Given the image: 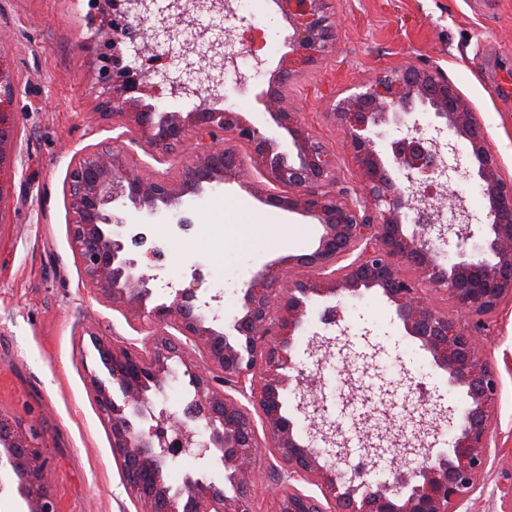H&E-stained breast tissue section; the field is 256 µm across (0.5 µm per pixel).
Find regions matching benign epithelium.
I'll return each instance as SVG.
<instances>
[{
	"label": "benign epithelium",
	"mask_w": 512,
	"mask_h": 512,
	"mask_svg": "<svg viewBox=\"0 0 512 512\" xmlns=\"http://www.w3.org/2000/svg\"><path fill=\"white\" fill-rule=\"evenodd\" d=\"M288 23L285 46L267 88L256 100L277 128L291 139L292 154L279 151L273 137L256 127L242 112L225 105L224 71L236 54L212 38V28L200 22L201 13L224 11V0H170L164 16L176 20L193 39L180 43V67L165 75L173 97H195L190 112H167L147 103L141 94L160 96L151 82L155 69L124 63L120 45L138 58L149 52L145 24L154 11L147 0H112V17L104 20V40L98 45L99 83L105 118L121 119L151 150L168 153L193 136L200 149L171 176H147L128 159L123 147L112 146L76 160L67 179L71 212L68 234L84 282L105 296L112 307L132 320L169 326L191 339L200 357L190 358L180 343L162 332L152 344L96 339L109 383L91 378L102 421L112 437V450L126 485L150 503V512H254L253 462L257 449H275L288 478L316 485L336 512H457L479 487L489 462L494 428V404L500 383L483 358L478 339L463 321L496 312L512 300V182L503 178L498 156L471 106L440 71L404 64L349 87L333 100L328 116L347 137L352 157L362 174L365 211L329 190L336 159L325 144L286 106L285 89L297 75L317 67L336 46L339 18L327 0H274ZM207 51H202V48ZM208 61L219 75H206L208 88L192 85L196 71L192 56ZM17 84L8 54L0 53V211L10 197V172L17 159L18 134L14 100ZM428 114L437 130L463 142L477 163L476 177L488 201L485 241L477 253H457V260L436 241L445 233L464 242L473 236L472 219L463 197L440 191L448 169L439 143L424 135L418 114ZM406 134L381 150L386 128ZM250 146L249 161L231 155L224 137ZM260 170L269 183L289 189L286 196L265 195L263 202L308 217L322 227L312 252L296 257L302 268L319 271L312 277L285 279L272 267L254 276L241 289V309L232 322L216 324L194 304L195 290L176 291L170 302L150 304L148 274L128 257L121 240L127 224L106 206L122 201L137 212L153 216L161 207L176 208L183 198L205 188L235 183L250 193L263 194L261 185L245 178L249 167ZM452 202L454 222L443 223L444 200ZM350 263L337 264L351 255ZM447 293L457 315L438 311L422 285ZM376 290L394 309L405 334L415 339L433 364L448 374V384L462 389L466 404L450 448L434 450L439 417L429 412L411 419L405 456H386V449L364 445L371 466L350 462V451L335 440L338 431L326 429L320 398L304 383L305 371L295 360L296 337L308 318L307 301L360 296ZM180 362L188 377L185 404L173 417L153 397ZM250 393H245L246 382ZM296 383L297 412L307 422L308 440L285 409V393ZM244 393L258 412L267 442L258 437L252 413L226 393ZM321 440L336 446L330 464L314 448ZM42 436L33 426L14 424L0 415V466H10L20 478V492L29 512H56L47 480ZM181 455L201 461L182 484L173 486L164 471ZM224 473V480L210 477ZM392 478L369 479L370 474ZM280 512H324L321 503L300 491L282 494Z\"/></svg>",
	"instance_id": "obj_1"
}]
</instances>
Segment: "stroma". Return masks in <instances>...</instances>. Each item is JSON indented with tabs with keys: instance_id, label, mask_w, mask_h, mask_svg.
Returning <instances> with one entry per match:
<instances>
[{
	"instance_id": "35a3bbf8",
	"label": "stroma",
	"mask_w": 512,
	"mask_h": 512,
	"mask_svg": "<svg viewBox=\"0 0 512 512\" xmlns=\"http://www.w3.org/2000/svg\"><path fill=\"white\" fill-rule=\"evenodd\" d=\"M340 19L336 47L315 69L295 78L288 99L302 121L336 158L337 194L363 198L362 177L345 132L326 116L332 98L374 74L411 61L447 75L470 102L502 175L512 181V0H331ZM104 0H0V51L8 53L19 93L15 102L19 157L10 199L0 212V415L37 424L49 462L48 481L57 512H147L128 489L114 457L110 432L94 401L90 378L107 379L95 337L145 347L154 325L130 323L83 281L68 236L66 182L79 156L110 143L124 147L147 175L174 173L196 149L187 142L172 156L150 153L132 129L102 119L95 19ZM234 17L220 29L222 39L252 30L255 55L240 58L250 72L248 90L234 74L224 77L229 105L265 131L275 125L255 94L266 87L285 51V23L272 0H234ZM458 170L441 181L465 199L474 235L449 254L482 244L487 200L467 179L470 160L459 155ZM128 224L140 213L118 206ZM189 229L175 226L179 215ZM227 224L239 248L216 263L200 227L202 215ZM284 223L298 236L280 244L264 235L266 224ZM144 244L128 245L132 258L150 265L155 302L170 300L168 281L195 288L209 300L208 316L231 322L240 310L245 283L266 267L292 277L301 269L295 256L313 250L320 225L296 213L261 203L237 184L184 198L142 224ZM351 341L349 356L358 371L352 383L342 375L318 378L325 417L352 456L365 437L385 421L401 424L415 404L409 390L422 384L439 413H460L466 397L450 387L427 352L405 335L393 309L375 291L343 302ZM498 372L490 459L479 489L459 512H512V301L497 312L467 322ZM256 512H277L275 490L282 482L273 449L254 461Z\"/></svg>"
}]
</instances>
